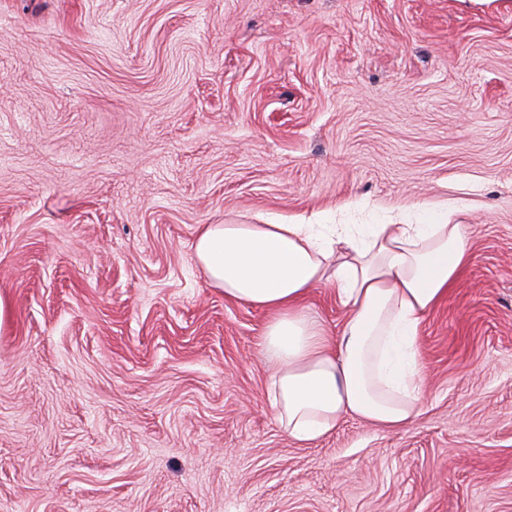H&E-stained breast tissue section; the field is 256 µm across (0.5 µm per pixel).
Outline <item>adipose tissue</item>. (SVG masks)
<instances>
[{"label": "adipose tissue", "instance_id": "obj_1", "mask_svg": "<svg viewBox=\"0 0 512 512\" xmlns=\"http://www.w3.org/2000/svg\"><path fill=\"white\" fill-rule=\"evenodd\" d=\"M194 250L225 298L269 312L267 391L289 438L314 442L348 417L397 429L419 415L421 326L472 261L447 207L373 224H204ZM321 286L345 310L333 339L305 304Z\"/></svg>", "mask_w": 512, "mask_h": 512}]
</instances>
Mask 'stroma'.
Segmentation results:
<instances>
[{"label":"stroma","mask_w":512,"mask_h":512,"mask_svg":"<svg viewBox=\"0 0 512 512\" xmlns=\"http://www.w3.org/2000/svg\"><path fill=\"white\" fill-rule=\"evenodd\" d=\"M448 203L423 405L289 439L204 224ZM0 512H512V0H0Z\"/></svg>","instance_id":"1"}]
</instances>
